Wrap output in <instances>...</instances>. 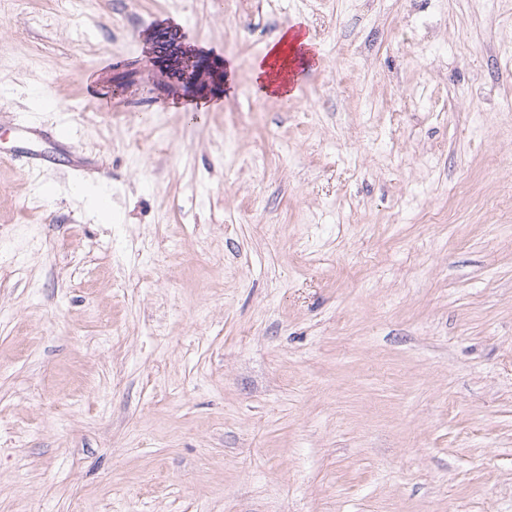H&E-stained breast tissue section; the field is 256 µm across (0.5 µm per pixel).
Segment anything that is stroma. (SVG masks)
<instances>
[{"instance_id":"stroma-1","label":"stroma","mask_w":512,"mask_h":512,"mask_svg":"<svg viewBox=\"0 0 512 512\" xmlns=\"http://www.w3.org/2000/svg\"><path fill=\"white\" fill-rule=\"evenodd\" d=\"M0 100V512H512V0H12ZM303 36L296 27L284 28L277 40L272 42L264 54L254 62V90L259 96L279 98L282 96L281 87L275 86V82L271 80L267 71L268 68L275 69L274 76L279 82L287 83L291 90L296 88L301 73L288 74L287 71H281L279 67L275 68L270 62L275 60L282 70L290 68L307 70L313 62L312 53L308 49L312 47V43L308 35L304 36L305 38Z\"/></svg>"}]
</instances>
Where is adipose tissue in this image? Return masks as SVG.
I'll return each instance as SVG.
<instances>
[{
	"label": "adipose tissue",
	"instance_id": "obj_1",
	"mask_svg": "<svg viewBox=\"0 0 512 512\" xmlns=\"http://www.w3.org/2000/svg\"><path fill=\"white\" fill-rule=\"evenodd\" d=\"M311 41L303 37L297 29H283L275 42L254 63V90L262 97H277L281 94L271 80V64H279L281 69L309 68L312 64Z\"/></svg>",
	"mask_w": 512,
	"mask_h": 512
}]
</instances>
